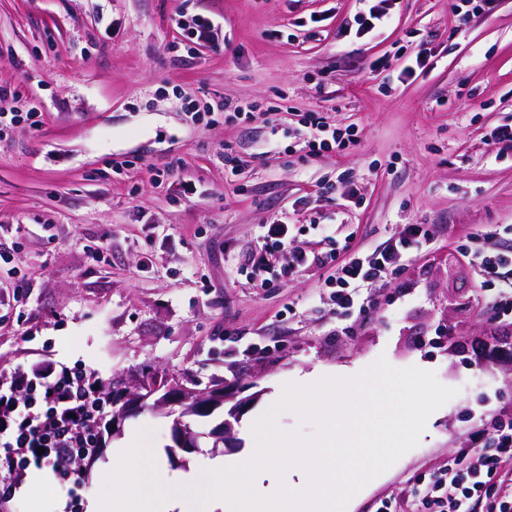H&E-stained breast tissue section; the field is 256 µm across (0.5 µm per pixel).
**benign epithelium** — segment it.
<instances>
[{
  "label": "benign epithelium",
  "mask_w": 512,
  "mask_h": 512,
  "mask_svg": "<svg viewBox=\"0 0 512 512\" xmlns=\"http://www.w3.org/2000/svg\"><path fill=\"white\" fill-rule=\"evenodd\" d=\"M150 399L153 400L154 410L173 417V445L183 452H189L198 448L199 435L186 418L211 413L226 403H231L227 411L228 418L209 432V436L214 439L213 447L217 448L221 444L229 447L234 441L232 420L239 419L243 410L255 400V397L239 399L235 394H227L222 387L198 391L183 386L177 380H168L163 387L148 377H114L111 424L115 425V428L112 429V433H119L124 421L141 413Z\"/></svg>",
  "instance_id": "7a95c632"
}]
</instances>
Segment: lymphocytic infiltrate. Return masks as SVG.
Segmentation results:
<instances>
[{"label": "lymphocytic infiltrate", "instance_id": "lymphocytic-infiltrate-1", "mask_svg": "<svg viewBox=\"0 0 512 512\" xmlns=\"http://www.w3.org/2000/svg\"><path fill=\"white\" fill-rule=\"evenodd\" d=\"M361 3L353 19L341 27L342 35L361 38L388 25L391 0ZM304 127L302 149L307 155L342 151L354 144L351 132L331 126L323 113H307ZM435 234V225L407 224L372 253H351L334 266L324 286L337 313H372L376 288L413 254L425 251ZM279 255L285 258L277 274L283 283L319 260L315 252L296 246L294 225L282 220L264 225L261 249L250 268L270 267ZM467 257L482 287L493 291L488 304L494 323L512 326V247L502 248L492 235L477 234ZM100 384L96 374L75 373L47 359L11 373L8 388H0L1 504L14 499L30 468L49 467L66 475L71 485L64 512H84L85 477L74 463L98 453L86 435L84 405ZM490 429L489 439L474 437V450L450 457L447 468L417 490L418 512H512V418H493Z\"/></svg>", "mask_w": 512, "mask_h": 512}]
</instances>
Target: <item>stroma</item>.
<instances>
[{"mask_svg":"<svg viewBox=\"0 0 512 512\" xmlns=\"http://www.w3.org/2000/svg\"><path fill=\"white\" fill-rule=\"evenodd\" d=\"M358 0H0V86L35 103L41 124L0 135V251L27 286L0 311V370L45 354L71 369L174 376L256 400L296 373L362 371L378 358L428 366L455 396L418 445L350 499L412 505L419 481L469 448L474 432L512 417V326L491 322L465 254L469 236L512 225V151L488 139L512 123V0L467 14L464 0H392L376 38L338 30ZM218 29L194 53L176 12ZM320 23H310V15ZM428 66L407 83L372 71L419 40ZM255 105L225 121L215 101ZM322 112L357 143L308 156L288 149L303 115ZM256 155L245 180L224 176L226 148ZM162 184H155V175ZM354 180L361 205L292 209L319 184ZM288 216L297 245L370 252L407 224L437 227L429 250L383 288L377 313L336 316L314 266L261 287L243 271L261 226ZM329 225L324 241L319 224ZM193 268L194 276L184 275ZM8 512H63L69 485L41 471Z\"/></svg>","mask_w":512,"mask_h":512,"instance_id":"stroma-1","label":"stroma"}]
</instances>
